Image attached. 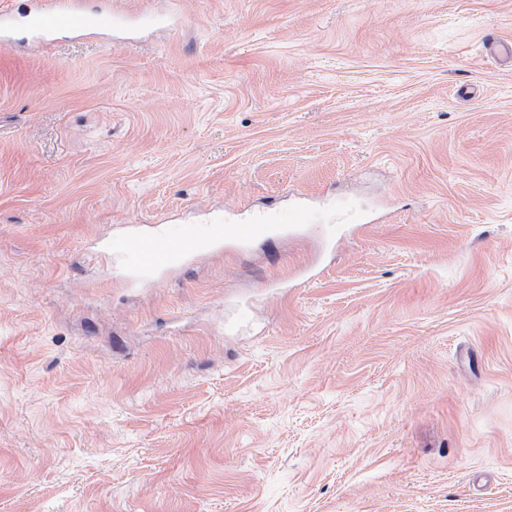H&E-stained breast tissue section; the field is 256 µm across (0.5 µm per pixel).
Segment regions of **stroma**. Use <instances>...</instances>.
I'll list each match as a JSON object with an SVG mask.
<instances>
[{"mask_svg":"<svg viewBox=\"0 0 512 512\" xmlns=\"http://www.w3.org/2000/svg\"><path fill=\"white\" fill-rule=\"evenodd\" d=\"M85 4L169 24L0 47V512H512V0ZM318 216L303 206L288 210L251 211L244 216L216 215L208 224H153L146 232L113 235L105 247L122 262L129 279L157 277L161 272L186 265L194 257L223 244L248 245L274 229L288 230L299 224L316 223Z\"/></svg>","mask_w":512,"mask_h":512,"instance_id":"stroma-1","label":"stroma"}]
</instances>
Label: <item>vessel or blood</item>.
Instances as JSON below:
<instances>
[{
  "mask_svg": "<svg viewBox=\"0 0 512 512\" xmlns=\"http://www.w3.org/2000/svg\"><path fill=\"white\" fill-rule=\"evenodd\" d=\"M158 21V16L144 10L90 11L84 9L81 0H34L32 7L19 14L0 10V45L10 46L19 35L39 45L52 44L65 36L107 34L115 41L127 42L141 25ZM317 220L314 212L302 206L252 211L243 216L222 214L203 225L188 224L172 230L160 223L145 232H124L108 239L105 247L121 260L129 279L136 281L186 265L219 246H244L267 237L272 230H286Z\"/></svg>",
  "mask_w": 512,
  "mask_h": 512,
  "instance_id": "obj_1",
  "label": "vessel or blood"
}]
</instances>
